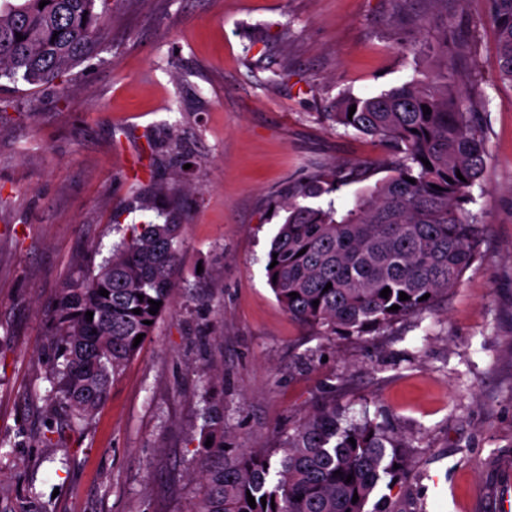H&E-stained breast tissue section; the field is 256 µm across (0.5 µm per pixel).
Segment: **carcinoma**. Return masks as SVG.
Masks as SVG:
<instances>
[{
	"mask_svg": "<svg viewBox=\"0 0 512 512\" xmlns=\"http://www.w3.org/2000/svg\"><path fill=\"white\" fill-rule=\"evenodd\" d=\"M100 1L107 2L49 0L41 8L42 0H3L0 80L37 88L57 84L91 53L104 24ZM488 2L497 34L492 64L512 84V0ZM454 77L445 55L422 77L377 95L343 94L328 113L334 123L384 142L399 159L392 174L357 194L345 210L332 201L325 207L305 203L338 190L334 172L298 184L280 205L286 216L267 253V283L288 315L319 335L362 336L429 312L477 259L483 225L467 205L486 167L487 147L473 101L455 89ZM424 105L431 114L423 113ZM169 191L159 187L140 206L155 212L156 220L128 225L98 269L71 281L56 298L52 345L61 362L51 365L52 401L73 421L89 419L104 404L138 351L136 336H150L153 322L172 304L181 253ZM387 287L385 299L380 292ZM401 292L409 299L399 300ZM150 299L162 302L155 315ZM394 305L399 309L390 310ZM136 308L141 313H133ZM410 448L381 424L344 427L336 407L322 405L281 436L276 448L227 450L224 439L212 442L196 474L201 499L190 512H366L378 491L411 480Z\"/></svg>",
	"mask_w": 512,
	"mask_h": 512,
	"instance_id": "1",
	"label": "carcinoma"
}]
</instances>
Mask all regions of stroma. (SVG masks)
Wrapping results in <instances>:
<instances>
[{"instance_id": "1", "label": "stroma", "mask_w": 512, "mask_h": 512, "mask_svg": "<svg viewBox=\"0 0 512 512\" xmlns=\"http://www.w3.org/2000/svg\"><path fill=\"white\" fill-rule=\"evenodd\" d=\"M487 13L488 0H111L63 87L0 84V512H189L205 411L223 415L225 446L258 448L325 403L411 441L402 512H469L483 460L512 450V84ZM443 29L488 150L469 206L480 255L421 317L317 335L265 277L276 208L325 171L366 173L332 193L339 206L388 176L387 146L327 114L341 93L430 70L407 47ZM169 180L179 288L73 428L44 401L55 299L121 226L153 220L134 199Z\"/></svg>"}]
</instances>
